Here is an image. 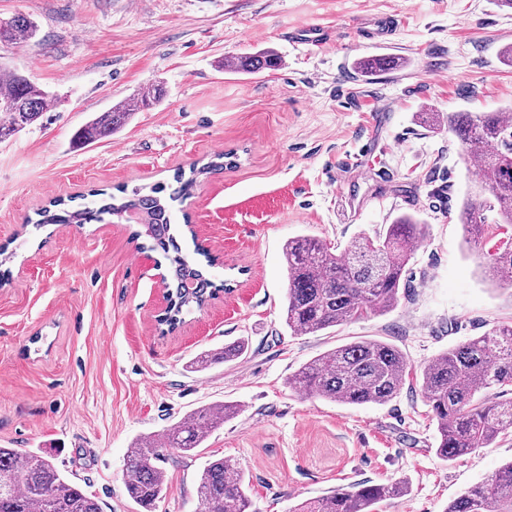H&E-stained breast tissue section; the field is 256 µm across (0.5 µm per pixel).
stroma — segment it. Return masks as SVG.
Segmentation results:
<instances>
[{
  "label": "stroma",
  "instance_id": "1",
  "mask_svg": "<svg viewBox=\"0 0 512 512\" xmlns=\"http://www.w3.org/2000/svg\"><path fill=\"white\" fill-rule=\"evenodd\" d=\"M34 18L36 36L0 63L56 96L41 122L0 141V447L39 451L95 496L103 512H142L124 486L132 442L197 407L240 412L191 458L165 465L154 512H199L195 480L209 459L236 460L251 512L294 506L363 480L404 481L378 512H444L512 460V432L453 461L435 453L436 422L419 386L387 405L346 406L292 390L305 362L378 340L413 367L494 322L512 319V288L482 274L499 227L466 243L459 207L477 180L447 128L422 112L512 110V10L495 0H0V19ZM325 49L293 42L303 26ZM274 48L275 70L229 74L224 59ZM390 55L403 69L363 81L355 59ZM159 84L163 100L85 148L73 133ZM230 152L174 211L185 247L216 256L219 293L158 325L168 302L144 225L108 219L36 226L56 198L169 183L177 170ZM403 212L429 227L411 286L391 310L308 335L282 325V247L310 235L344 248ZM242 342L244 359L191 369L201 351Z\"/></svg>",
  "mask_w": 512,
  "mask_h": 512
}]
</instances>
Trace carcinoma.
Listing matches in <instances>:
<instances>
[{
    "instance_id": "obj_1",
    "label": "carcinoma",
    "mask_w": 512,
    "mask_h": 512,
    "mask_svg": "<svg viewBox=\"0 0 512 512\" xmlns=\"http://www.w3.org/2000/svg\"><path fill=\"white\" fill-rule=\"evenodd\" d=\"M36 23L26 15L0 20V44L18 45L32 39ZM280 56L272 48L242 55L222 63L233 74L273 70ZM405 61L394 57L361 58L359 73L370 78L378 72L397 70ZM164 89L152 85L137 97L116 104L77 129L72 144L83 148L107 138L131 116L163 99ZM54 98L16 70L0 68V140L9 138L39 121L50 111ZM459 141L461 158L480 170L478 184L493 198L494 223L512 224V114L485 112L474 118L470 112H450L443 121ZM435 112L419 113V123L431 130L441 126ZM234 165L232 154L222 153L189 171L174 175L177 187L155 185L117 198L103 196L98 206L72 209L56 201L38 212L36 225L90 224L105 216L121 218L129 212L142 216L151 249L165 260L163 284L169 306L161 322L169 328L191 308H201L214 296L215 283L205 267L215 260L201 248L202 266L182 253L171 233V209L190 197L198 179ZM465 231L481 237L486 221L480 219V204L465 200L459 213ZM428 236V225L415 215L402 213L374 236L359 235L341 252L313 236H297L283 245L288 288L283 322L293 334H314L370 314L392 309L400 289L407 287L408 265L413 248ZM488 276L512 288V252L489 255ZM247 346L226 345L224 350H205L192 365L203 371L217 362H231L246 355ZM419 383L437 423L435 452L452 461L478 448L490 446L503 432L512 430V398L502 393L512 387V322L499 323L440 354L419 370L409 365L396 347L380 341H363L325 351L304 363L288 379L294 390L321 396L345 405H385L406 384ZM240 407L213 402L191 411L163 432L136 439L124 462L125 488L146 512H152L167 486L164 467L167 451L188 458L210 433L234 417ZM398 481L391 484L362 481L337 487L329 494L302 502L293 512H375L377 504L406 492ZM200 512H249L245 475L232 458L209 460L195 483ZM0 512H103L100 502L64 474L54 459L40 452L21 453L0 448ZM444 512H512V461L503 464L487 481L453 500Z\"/></svg>"
}]
</instances>
